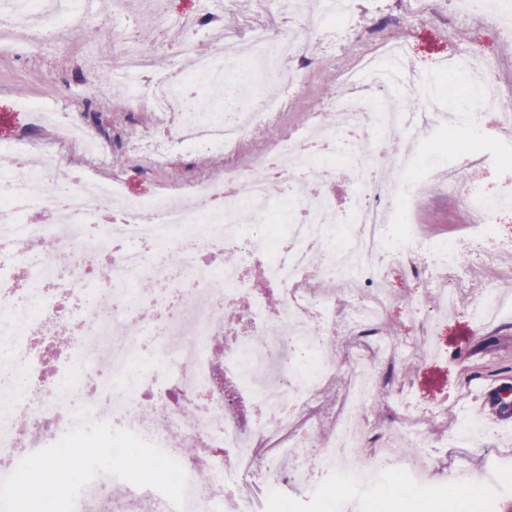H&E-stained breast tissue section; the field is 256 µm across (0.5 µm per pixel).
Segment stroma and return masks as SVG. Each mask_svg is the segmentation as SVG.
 Segmentation results:
<instances>
[{"instance_id": "obj_1", "label": "stroma", "mask_w": 512, "mask_h": 512, "mask_svg": "<svg viewBox=\"0 0 512 512\" xmlns=\"http://www.w3.org/2000/svg\"><path fill=\"white\" fill-rule=\"evenodd\" d=\"M434 11L392 18L385 0H349L346 22L351 28L344 41H337L334 28H312L310 18L278 13L274 23L296 31L304 43L299 63L306 73L300 84L281 85L278 96L293 100L295 109L283 116L279 129L292 128L309 108L321 107L322 86L337 77L341 64L349 63L383 42L405 41L414 46L419 56L432 60L448 50L442 32L448 27V9L444 0H434ZM112 39L76 41L45 47L40 58L27 60L0 54V140L20 137L36 146L52 141L55 128L31 120L14 106L29 100L66 112L101 140L105 162H97L77 146L63 148L54 174L67 177L83 172L97 178L123 181L136 193L152 194L174 189L195 178L223 172L224 168L241 167L253 158L261 143L271 140L270 128L247 139L232 156L200 148L174 145L165 166L151 167L137 154L128 152L126 139L131 127L150 128L151 113L128 108L124 99L113 97L108 87L91 86L89 71L95 62L94 53L112 48ZM419 224L429 227L430 234H450L461 221L456 203L440 192L429 191L417 213ZM411 284L404 271L391 276L392 308L384 320L383 335H397L411 344H424L430 351L426 357L412 358L404 369L384 375L379 385L382 406L369 408L363 418L362 433L382 442L395 431L399 392L409 393L421 405L444 399H462L469 411L479 413L486 421L512 426V415L496 416L494 408H481V391L512 384V318L491 327L472 321L467 307L448 319L442 329L428 334L419 319L406 310ZM479 449L469 452L468 468L472 487L491 503L493 512H512V465L496 479H487L488 452L507 454V445L490 437H480ZM406 467L399 474L380 475L373 485L347 493L328 490L324 501L329 512H370L371 503L384 504V512H463L462 499H438L434 508H427L417 491L408 498L397 499L394 491L400 476L412 474L416 457L406 454Z\"/></svg>"}]
</instances>
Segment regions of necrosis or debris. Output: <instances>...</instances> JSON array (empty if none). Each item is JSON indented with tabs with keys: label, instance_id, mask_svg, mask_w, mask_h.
<instances>
[{
	"label": "necrosis or debris",
	"instance_id": "4bbe7bcc",
	"mask_svg": "<svg viewBox=\"0 0 512 512\" xmlns=\"http://www.w3.org/2000/svg\"><path fill=\"white\" fill-rule=\"evenodd\" d=\"M142 11L165 26L169 41L205 31L206 53L182 44L194 57L198 82L220 90L227 71L239 72L237 111L206 114L188 107V86L156 68L143 41L114 31L116 47L101 54L110 77L147 78L143 103L156 124L180 121L181 142L230 153L288 110L267 90L268 81L298 83L300 39L293 31L208 14L185 13L168 25L160 0ZM455 24L471 29L465 43L449 40L435 61L444 72H462L482 84L466 124L475 151L451 150L457 118L433 99L417 100L422 65L407 49L406 66L389 76L393 47L368 52L341 73V92L255 157L250 170L225 169L162 196L128 194L122 181L80 175L59 195L46 188L57 152L28 145H0V474L9 475L26 456L56 443L74 423V399L82 397L91 421L130 430L176 459L186 475L224 471V481L204 500H186L187 512H295L293 489L313 488L332 472L351 485L377 472L382 455L361 435L365 411L377 397L385 368L406 364L414 349L382 336L389 298L386 283L403 270L418 294L437 291L441 303L422 314L428 330L444 322V304L464 293L466 268L491 266L512 249L497 232L512 213V85L484 51L494 32L512 45V24L501 23L497 0H448ZM100 11L80 0H0V52L36 56L58 42L65 24L93 23ZM265 86L261 109L249 105ZM446 147L424 164L429 145ZM356 175L348 218H341L330 187L337 162ZM289 187L285 224L263 220L267 186ZM445 192L464 209L467 232L457 238L423 235L411 219L429 189ZM254 224L243 234L244 221ZM61 243V254L39 251L40 240ZM223 250L239 255L234 266L214 272L208 257ZM261 260L263 282L278 299L269 306L248 273ZM110 305L79 288L96 271ZM99 292V293H100ZM137 321L158 332L154 343L123 332ZM351 348L353 367L337 402L322 403L336 371L328 363L302 368V354L319 356L336 338ZM52 354L56 371L41 369ZM156 366L139 371L145 355ZM319 449L317 465L299 460ZM238 467L224 470L225 454ZM289 457L290 470L271 475ZM127 512H175L152 487L124 483L114 496Z\"/></svg>",
	"mask_w": 512,
	"mask_h": 512
}]
</instances>
